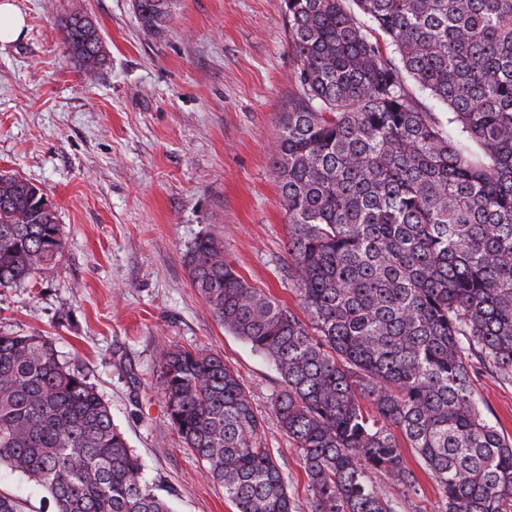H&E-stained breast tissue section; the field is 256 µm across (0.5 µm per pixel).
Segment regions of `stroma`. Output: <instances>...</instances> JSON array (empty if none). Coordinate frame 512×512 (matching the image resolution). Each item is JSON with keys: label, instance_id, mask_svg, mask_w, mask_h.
<instances>
[{"label": "stroma", "instance_id": "stroma-1", "mask_svg": "<svg viewBox=\"0 0 512 512\" xmlns=\"http://www.w3.org/2000/svg\"><path fill=\"white\" fill-rule=\"evenodd\" d=\"M23 37L0 45V171L46 188L65 249L54 267L0 287V332L53 340L109 403L114 423L175 512H236L171 429L159 384L163 350L201 348L236 369L265 417L262 439L299 512L310 496L271 413L280 376L224 331L192 287L183 255L215 233L239 273L289 308L288 221L270 150L291 83L283 0H173L156 34L132 0H12ZM96 22L106 62L84 72L63 44L70 11ZM484 408L512 435V382L479 369ZM421 490L374 480L397 512H438Z\"/></svg>", "mask_w": 512, "mask_h": 512}]
</instances>
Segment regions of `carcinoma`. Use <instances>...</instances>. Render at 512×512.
<instances>
[{
    "instance_id": "1",
    "label": "carcinoma",
    "mask_w": 512,
    "mask_h": 512,
    "mask_svg": "<svg viewBox=\"0 0 512 512\" xmlns=\"http://www.w3.org/2000/svg\"><path fill=\"white\" fill-rule=\"evenodd\" d=\"M157 32L171 0H133ZM291 82L271 151L303 317L252 286L214 233L184 254L212 317L280 375L272 413L311 512H396L413 449L441 512H512V436L475 365L512 381V0H284ZM88 73L106 59L84 13L61 23ZM64 242L44 189L0 172V287ZM169 423L236 512H297L240 374L213 352L163 351ZM52 512H173L110 406L54 343L0 334V467Z\"/></svg>"
}]
</instances>
